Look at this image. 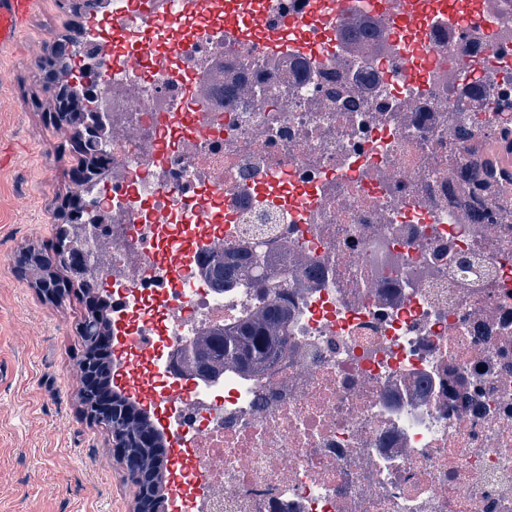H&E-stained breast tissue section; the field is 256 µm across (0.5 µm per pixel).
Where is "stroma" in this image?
Returning a JSON list of instances; mask_svg holds the SVG:
<instances>
[{
  "mask_svg": "<svg viewBox=\"0 0 512 512\" xmlns=\"http://www.w3.org/2000/svg\"><path fill=\"white\" fill-rule=\"evenodd\" d=\"M58 0H34L18 47L0 57V512H131L105 430L77 397L85 313L79 291L40 296L17 267L26 251H52L61 204L78 163L40 63L55 41L86 25Z\"/></svg>",
  "mask_w": 512,
  "mask_h": 512,
  "instance_id": "35a3bbf8",
  "label": "stroma"
}]
</instances>
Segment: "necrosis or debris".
Instances as JSON below:
<instances>
[{"instance_id":"4bbe7bcc","label":"necrosis or debris","mask_w":512,"mask_h":512,"mask_svg":"<svg viewBox=\"0 0 512 512\" xmlns=\"http://www.w3.org/2000/svg\"><path fill=\"white\" fill-rule=\"evenodd\" d=\"M430 40L415 76L387 52L317 64L223 37L103 72L98 236L127 335L164 358L256 305L249 282L161 268L195 210L223 216L224 253L262 242L266 281L296 284L297 255L320 271L273 368L173 408L204 477L187 512H512V179L479 166L512 170V0L489 35ZM219 63L243 91L200 108Z\"/></svg>"}]
</instances>
